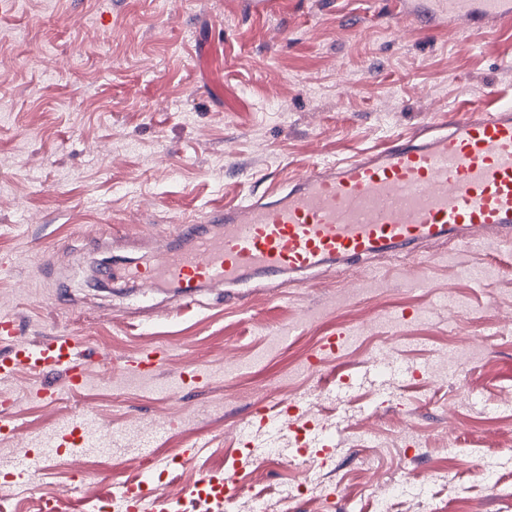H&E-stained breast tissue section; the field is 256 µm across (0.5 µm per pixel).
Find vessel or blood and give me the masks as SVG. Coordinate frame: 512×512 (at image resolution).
<instances>
[{
  "label": "vessel or blood",
  "instance_id": "obj_1",
  "mask_svg": "<svg viewBox=\"0 0 512 512\" xmlns=\"http://www.w3.org/2000/svg\"><path fill=\"white\" fill-rule=\"evenodd\" d=\"M412 21H464L483 28L512 23V0H394ZM221 233L187 225L191 243L163 251L150 266H116L112 276L152 288H170L191 303L198 288L223 286L254 273L277 276L327 263L412 252L441 240L458 247L512 242V100L476 108L448 124H431L405 139H391L369 154L315 166L272 199H252L214 210ZM162 351L131 357L125 369L142 378L163 366ZM29 369L45 378L36 398L53 399L58 389L83 385L91 366L73 336H49L15 347L0 357V381ZM91 436L81 421L60 428L56 447H77ZM25 466L12 477L29 484L51 458L42 448L24 451ZM234 471L201 475L186 501L211 493L210 512H223L224 490ZM124 512H168L149 476L119 483L105 494Z\"/></svg>",
  "mask_w": 512,
  "mask_h": 512
}]
</instances>
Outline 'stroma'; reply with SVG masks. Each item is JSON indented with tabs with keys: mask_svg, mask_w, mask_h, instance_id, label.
<instances>
[{
	"mask_svg": "<svg viewBox=\"0 0 512 512\" xmlns=\"http://www.w3.org/2000/svg\"><path fill=\"white\" fill-rule=\"evenodd\" d=\"M208 41L220 102L192 63ZM497 97L512 98V25H419L391 0H275L259 16L240 0H0V316L24 342L79 337L94 362L87 387L51 401L34 397L28 371L0 384L18 421L0 435V473L63 419L89 414L112 439L110 454L66 452L31 484H10L0 512H36L47 497L78 512L138 473L149 437L166 458L207 443L177 485L157 484L164 496L230 457L249 491L281 488L274 512H512V244L431 243L302 281L249 274L184 310L166 288L86 282L105 254L134 264L175 245L182 222L207 225L214 203L270 195L314 164ZM395 321L394 349L381 351ZM340 325L360 341L309 370ZM150 345L169 349L162 369L123 374ZM472 347L455 376L427 384L446 353ZM186 368L209 381L159 393ZM280 402L299 410L273 436L256 408ZM308 424L330 438L310 450L323 459L306 470L311 494L295 496L263 448L294 455L293 431ZM388 480L394 496L363 499Z\"/></svg>",
	"mask_w": 512,
	"mask_h": 512,
	"instance_id": "obj_1",
	"label": "stroma"
}]
</instances>
